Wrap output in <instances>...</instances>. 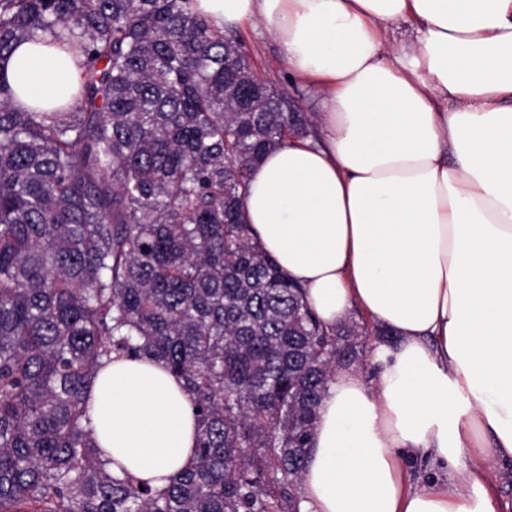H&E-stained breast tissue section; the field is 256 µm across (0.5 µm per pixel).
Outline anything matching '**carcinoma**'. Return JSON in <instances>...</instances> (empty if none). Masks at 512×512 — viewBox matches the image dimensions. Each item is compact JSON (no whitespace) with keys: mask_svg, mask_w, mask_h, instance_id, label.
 I'll list each match as a JSON object with an SVG mask.
<instances>
[{"mask_svg":"<svg viewBox=\"0 0 512 512\" xmlns=\"http://www.w3.org/2000/svg\"><path fill=\"white\" fill-rule=\"evenodd\" d=\"M192 0H0V58L46 37L83 82L64 112L0 80V512H300L319 405L356 362L241 211L310 134ZM150 357L194 404L193 465L158 490L108 469L88 390Z\"/></svg>","mask_w":512,"mask_h":512,"instance_id":"carcinoma-1","label":"carcinoma"}]
</instances>
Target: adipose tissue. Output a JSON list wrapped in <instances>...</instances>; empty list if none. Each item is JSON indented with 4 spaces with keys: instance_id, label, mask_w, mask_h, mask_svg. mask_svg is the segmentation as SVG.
<instances>
[{
    "instance_id": "ef3b65f1",
    "label": "adipose tissue",
    "mask_w": 512,
    "mask_h": 512,
    "mask_svg": "<svg viewBox=\"0 0 512 512\" xmlns=\"http://www.w3.org/2000/svg\"><path fill=\"white\" fill-rule=\"evenodd\" d=\"M216 27L261 24L318 99L314 135L269 153L242 211L316 316L395 330L377 385L337 368L300 512H497L512 461V0H193ZM414 31L391 43L390 23ZM16 103L53 110L82 82L45 40L0 62ZM113 473L162 488L197 423L157 360L119 358L89 389ZM436 466L414 479L412 464ZM493 478L500 492V512H512V464H492Z\"/></svg>"
}]
</instances>
